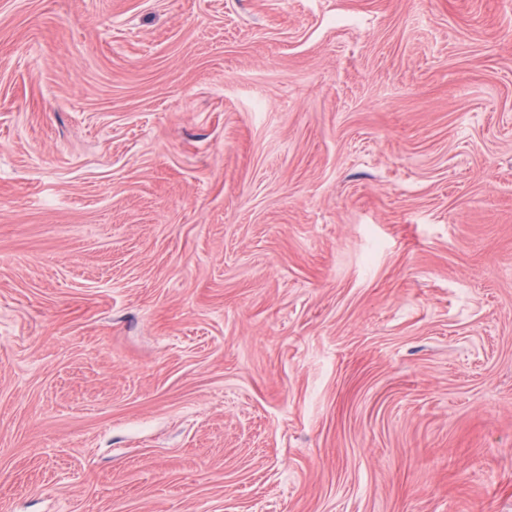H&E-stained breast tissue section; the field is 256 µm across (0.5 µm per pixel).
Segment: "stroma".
I'll return each instance as SVG.
<instances>
[{"mask_svg": "<svg viewBox=\"0 0 512 512\" xmlns=\"http://www.w3.org/2000/svg\"><path fill=\"white\" fill-rule=\"evenodd\" d=\"M0 512H512V0H0Z\"/></svg>", "mask_w": 512, "mask_h": 512, "instance_id": "stroma-1", "label": "stroma"}]
</instances>
